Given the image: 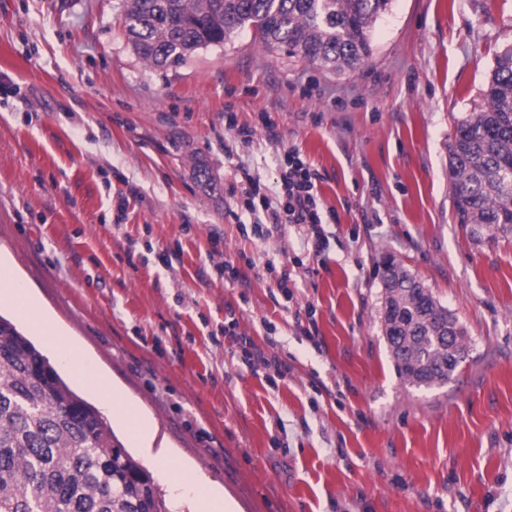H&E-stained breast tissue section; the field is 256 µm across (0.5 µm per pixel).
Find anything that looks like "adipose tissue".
I'll return each instance as SVG.
<instances>
[{
    "mask_svg": "<svg viewBox=\"0 0 512 512\" xmlns=\"http://www.w3.org/2000/svg\"><path fill=\"white\" fill-rule=\"evenodd\" d=\"M0 296L10 299L21 314L33 318L39 332L50 344L60 348L65 362L73 373L99 390L119 418L132 421L137 439L147 438L148 423L132 406L124 402L116 390L111 389L109 383L100 374L89 366L79 348L63 343L51 321L38 313L32 291L14 276L9 267L2 265H0ZM170 478L176 488L188 490L193 494L198 503V512H234L232 504L221 493L200 482L189 471H171Z\"/></svg>",
    "mask_w": 512,
    "mask_h": 512,
    "instance_id": "obj_1",
    "label": "adipose tissue"
}]
</instances>
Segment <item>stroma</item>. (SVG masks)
<instances>
[{"label":"stroma","instance_id":"obj_1","mask_svg":"<svg viewBox=\"0 0 512 512\" xmlns=\"http://www.w3.org/2000/svg\"><path fill=\"white\" fill-rule=\"evenodd\" d=\"M371 41L335 73L245 30L159 69L128 44L123 0H0V263L146 414L148 442L10 303L0 315L110 418L174 512L196 504L162 458L236 512H512V233L457 224L448 174L455 121L512 46V0H391ZM291 149L336 213L317 257L306 227L240 231L246 175L275 192ZM388 259L465 333L448 382L395 369ZM269 264L293 269L288 292ZM231 321L285 378L245 363Z\"/></svg>","mask_w":512,"mask_h":512}]
</instances>
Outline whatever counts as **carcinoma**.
<instances>
[{
	"instance_id": "carcinoma-1",
	"label": "carcinoma",
	"mask_w": 512,
	"mask_h": 512,
	"mask_svg": "<svg viewBox=\"0 0 512 512\" xmlns=\"http://www.w3.org/2000/svg\"><path fill=\"white\" fill-rule=\"evenodd\" d=\"M390 0H124L135 54L156 68L251 30L267 47L330 70L372 53L371 28ZM448 169L459 224L512 231V47L499 52L477 112L456 121ZM384 333L397 372L418 388L447 382L465 356L463 331L405 270L382 273ZM0 512H171L152 474L101 412L35 344L0 316Z\"/></svg>"
}]
</instances>
